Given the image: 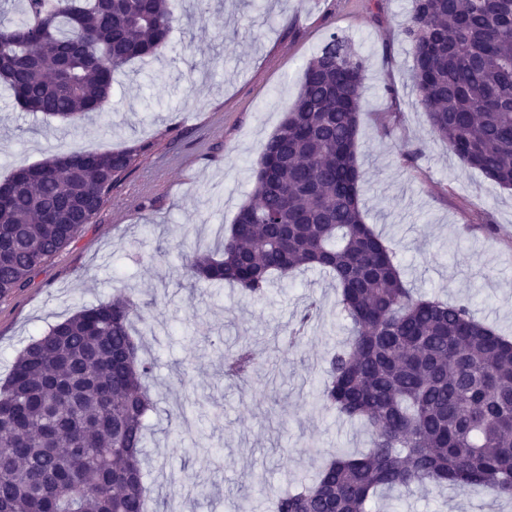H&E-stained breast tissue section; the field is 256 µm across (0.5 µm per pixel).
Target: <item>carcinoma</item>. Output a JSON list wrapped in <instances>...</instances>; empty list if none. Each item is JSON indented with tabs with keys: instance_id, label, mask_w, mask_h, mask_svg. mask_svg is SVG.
I'll list each match as a JSON object with an SVG mask.
<instances>
[{
	"instance_id": "carcinoma-1",
	"label": "carcinoma",
	"mask_w": 512,
	"mask_h": 512,
	"mask_svg": "<svg viewBox=\"0 0 512 512\" xmlns=\"http://www.w3.org/2000/svg\"><path fill=\"white\" fill-rule=\"evenodd\" d=\"M179 22L172 0H24L0 25L3 80L28 112L75 121L101 112L114 75L156 55ZM402 34L431 129L468 167L512 188V0H413ZM365 58L332 34L252 163L253 188L221 247L186 258L195 282L253 301L274 275L319 268L350 324L317 388L322 407L370 431L278 494L272 512H367L380 491L428 486L512 497V340L469 303L413 294L394 245L366 224L357 140ZM134 151L70 149L16 171L0 201V295L92 222ZM134 296L84 307L37 336L0 385V512H148L144 423L150 362L132 333ZM265 351L223 356L246 382Z\"/></svg>"
}]
</instances>
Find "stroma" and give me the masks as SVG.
<instances>
[{
    "instance_id": "obj_1",
    "label": "stroma",
    "mask_w": 512,
    "mask_h": 512,
    "mask_svg": "<svg viewBox=\"0 0 512 512\" xmlns=\"http://www.w3.org/2000/svg\"><path fill=\"white\" fill-rule=\"evenodd\" d=\"M412 0H175L158 57L116 74L102 115L72 123L23 111L0 92V182L51 154L133 149L99 213L23 290L0 297V383L32 337L79 307L132 293L142 306L149 382L151 512H271L278 493L338 454L369 445L365 425L314 401L326 359L348 337L335 281L316 269L250 301L187 279L192 249L215 248L253 183L251 164L292 105L330 34L366 60L358 166L365 221L396 246L410 288L512 338V190L465 166L418 106L401 28ZM317 305L299 348L288 336ZM268 357L239 386L222 355ZM371 512H512L477 493H389Z\"/></svg>"
}]
</instances>
